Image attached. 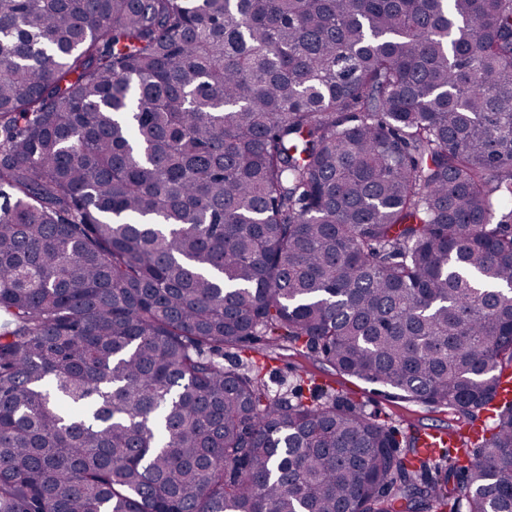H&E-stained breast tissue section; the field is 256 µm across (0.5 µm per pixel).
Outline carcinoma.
<instances>
[{
    "instance_id": "cac0c4a2",
    "label": "carcinoma",
    "mask_w": 512,
    "mask_h": 512,
    "mask_svg": "<svg viewBox=\"0 0 512 512\" xmlns=\"http://www.w3.org/2000/svg\"><path fill=\"white\" fill-rule=\"evenodd\" d=\"M264 337L463 419L512 374V0H0V512H512Z\"/></svg>"
}]
</instances>
